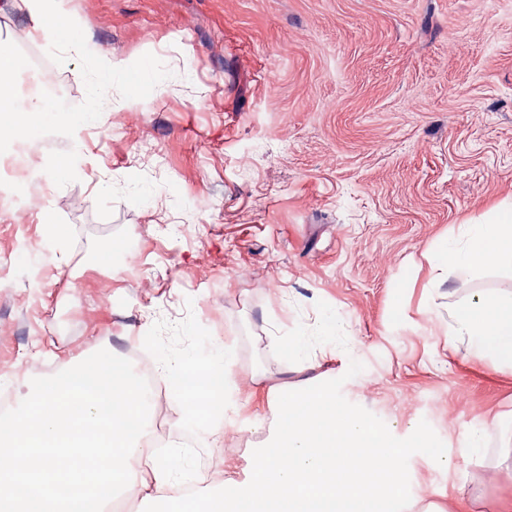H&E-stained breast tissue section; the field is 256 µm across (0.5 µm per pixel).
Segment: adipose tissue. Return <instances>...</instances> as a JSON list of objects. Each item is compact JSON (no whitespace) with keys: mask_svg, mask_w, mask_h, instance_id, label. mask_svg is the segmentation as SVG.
<instances>
[{"mask_svg":"<svg viewBox=\"0 0 512 512\" xmlns=\"http://www.w3.org/2000/svg\"><path fill=\"white\" fill-rule=\"evenodd\" d=\"M464 245L448 243L435 253L438 267L469 276L475 270L512 259V208H498L482 224H463ZM452 331L477 351L512 361V296H491L478 306L455 314Z\"/></svg>","mask_w":512,"mask_h":512,"instance_id":"adipose-tissue-1","label":"adipose tissue"}]
</instances>
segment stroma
Masks as SVG:
<instances>
[{
  "label": "stroma",
  "mask_w": 512,
  "mask_h": 512,
  "mask_svg": "<svg viewBox=\"0 0 512 512\" xmlns=\"http://www.w3.org/2000/svg\"><path fill=\"white\" fill-rule=\"evenodd\" d=\"M80 37L125 81L97 84ZM30 41L96 112L24 212L0 207V391L191 313L236 352V403L197 440L206 489L251 475L276 392L341 377L395 437L424 420L445 445L410 457L406 512L512 498V368L450 333L512 294V262L427 260L512 203V0H56L44 22L0 0V46Z\"/></svg>",
  "instance_id": "obj_1"
}]
</instances>
